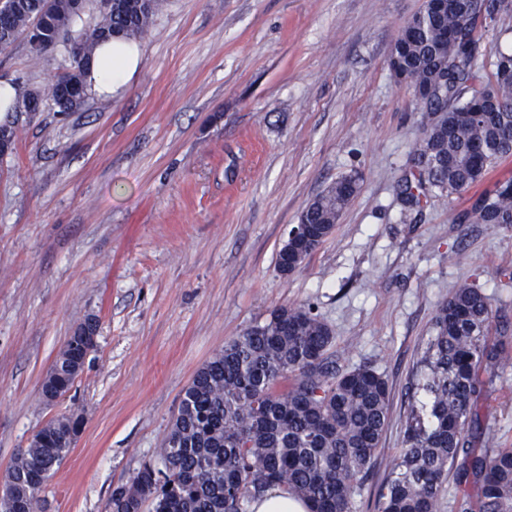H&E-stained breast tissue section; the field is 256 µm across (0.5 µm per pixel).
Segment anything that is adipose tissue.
Here are the masks:
<instances>
[{"label": "adipose tissue", "mask_w": 512, "mask_h": 512, "mask_svg": "<svg viewBox=\"0 0 512 512\" xmlns=\"http://www.w3.org/2000/svg\"><path fill=\"white\" fill-rule=\"evenodd\" d=\"M140 62L135 43L123 40L103 43L95 50L86 73L90 91L100 97H112L131 80Z\"/></svg>", "instance_id": "ef3b65f1"}]
</instances>
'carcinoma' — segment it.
<instances>
[{
	"label": "carcinoma",
	"instance_id": "cac0c4a2",
	"mask_svg": "<svg viewBox=\"0 0 512 512\" xmlns=\"http://www.w3.org/2000/svg\"><path fill=\"white\" fill-rule=\"evenodd\" d=\"M0 19V54L20 37L30 52L60 56L47 83L19 93L14 110L41 100L54 112H77L90 97L86 70L100 43L140 40L165 0H8ZM509 11L499 0H425L401 28L390 68L432 115L400 180V220L417 221L432 196H451L479 182L512 156V49L497 52L494 81L478 30ZM360 191L358 177L338 178L301 216L304 232L324 242ZM461 224H512V181L478 196ZM490 298L462 285L438 310L421 359L424 411L407 421L400 452L385 463L378 512H438L448 475L470 484L463 512H512V448L477 451V402L483 371L512 365V352L489 339ZM336 336L310 306L282 305L231 340L198 369L185 389L162 448L131 484L112 491L116 512H244L270 486L312 504L313 512H352L357 489L373 472L389 421L390 389L368 366L346 370L329 354ZM87 353L69 338L52 387L67 394ZM80 420L61 417L41 428L43 440L22 448L8 478L21 512H42L32 488L48 479L75 442Z\"/></svg>",
	"mask_w": 512,
	"mask_h": 512
}]
</instances>
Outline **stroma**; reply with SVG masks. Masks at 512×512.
Masks as SVG:
<instances>
[{"instance_id": "stroma-1", "label": "stroma", "mask_w": 512, "mask_h": 512, "mask_svg": "<svg viewBox=\"0 0 512 512\" xmlns=\"http://www.w3.org/2000/svg\"><path fill=\"white\" fill-rule=\"evenodd\" d=\"M425 0H166L137 74L79 111L11 113L0 156V479L50 419L82 421L49 478L45 512H107L152 460L197 370L281 305H312L340 365L391 391L378 450L393 457L418 406L419 361L463 284L492 303L512 348V224H460L512 179V156L421 221L396 187L426 120L390 69ZM56 62L24 39L0 81L37 87ZM361 189L291 275L277 255L305 206L341 176ZM97 346L71 391L40 388L73 327ZM481 448H512V367L481 403Z\"/></svg>"}]
</instances>
